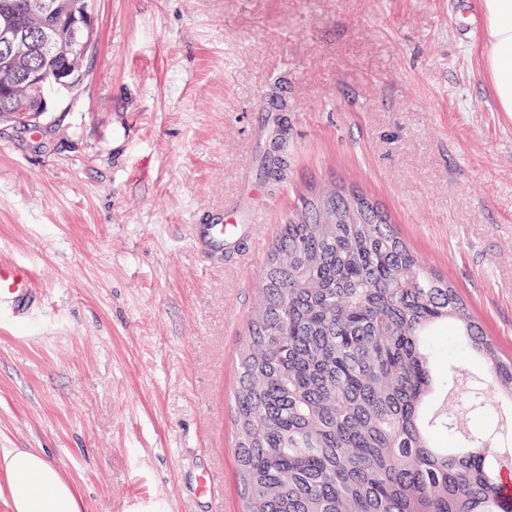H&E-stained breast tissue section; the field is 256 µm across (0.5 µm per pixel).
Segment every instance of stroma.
<instances>
[{"label": "stroma", "instance_id": "obj_1", "mask_svg": "<svg viewBox=\"0 0 512 512\" xmlns=\"http://www.w3.org/2000/svg\"><path fill=\"white\" fill-rule=\"evenodd\" d=\"M482 0H93L98 43L37 129L0 123V262L31 271L0 332V448H42L81 512H241L236 358L280 224L343 187L387 215L512 357V114ZM285 135L251 258L194 220L241 198Z\"/></svg>", "mask_w": 512, "mask_h": 512}]
</instances>
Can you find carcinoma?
<instances>
[{
  "instance_id": "obj_1",
  "label": "carcinoma",
  "mask_w": 512,
  "mask_h": 512,
  "mask_svg": "<svg viewBox=\"0 0 512 512\" xmlns=\"http://www.w3.org/2000/svg\"><path fill=\"white\" fill-rule=\"evenodd\" d=\"M92 0H0V120L41 117L55 77L79 81L95 43ZM36 73L44 81L24 82ZM446 323L512 396V361L456 288L426 269L363 196L302 198L269 251L237 359V477L243 512H512L499 491L495 433L459 444L461 413L421 412L433 383L432 329Z\"/></svg>"
}]
</instances>
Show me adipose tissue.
I'll use <instances>...</instances> for the list:
<instances>
[{
  "label": "adipose tissue",
  "mask_w": 512,
  "mask_h": 512,
  "mask_svg": "<svg viewBox=\"0 0 512 512\" xmlns=\"http://www.w3.org/2000/svg\"><path fill=\"white\" fill-rule=\"evenodd\" d=\"M483 53L500 111L512 112V0H482ZM0 492L12 512H80L73 485L39 448H0Z\"/></svg>",
  "instance_id": "adipose-tissue-1"
}]
</instances>
